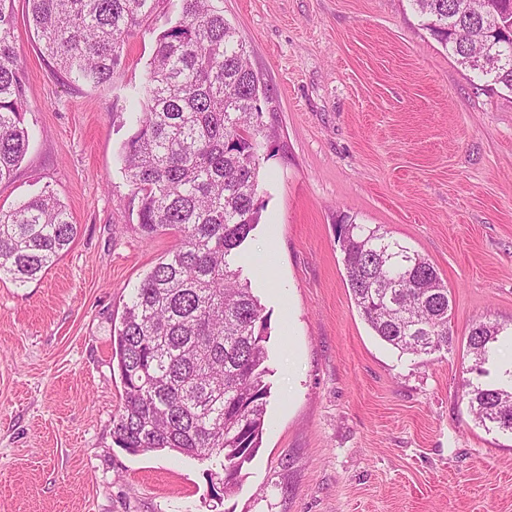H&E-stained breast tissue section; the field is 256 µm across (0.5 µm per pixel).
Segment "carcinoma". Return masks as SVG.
Instances as JSON below:
<instances>
[{"mask_svg": "<svg viewBox=\"0 0 512 512\" xmlns=\"http://www.w3.org/2000/svg\"><path fill=\"white\" fill-rule=\"evenodd\" d=\"M154 41L145 85L129 101L135 127L122 144L126 180L139 196L146 238L179 237L124 304L115 357L122 405L113 442L168 450L201 462L224 483L223 500L260 448L270 386L268 316L242 277L257 203L266 96L223 0H178ZM456 61L512 92V0H409ZM28 21L68 80H112L128 39L170 0H27ZM13 0H0V181L23 160L25 81L14 44ZM78 233L50 191L0 208V276L42 275ZM347 285L376 336L402 354L452 348L448 286L433 264L375 226L340 224ZM512 330L490 321L467 337L462 384L475 421L512 435V368L499 363Z\"/></svg>", "mask_w": 512, "mask_h": 512, "instance_id": "obj_1", "label": "carcinoma"}]
</instances>
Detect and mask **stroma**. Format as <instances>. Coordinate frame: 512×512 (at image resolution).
<instances>
[{
  "label": "stroma",
  "instance_id": "stroma-1",
  "mask_svg": "<svg viewBox=\"0 0 512 512\" xmlns=\"http://www.w3.org/2000/svg\"><path fill=\"white\" fill-rule=\"evenodd\" d=\"M223 6L273 132L243 265L270 335L261 446L219 502L207 464L113 443V332L176 244L138 231L120 157L154 37L129 40L110 84H74L14 0L37 136L0 206L49 190L79 232L40 279L0 280V512H512V437L479 426L461 388L472 325H512V92L458 65L409 0ZM350 223L434 265L451 350L402 355L366 324L336 238Z\"/></svg>",
  "mask_w": 512,
  "mask_h": 512
}]
</instances>
